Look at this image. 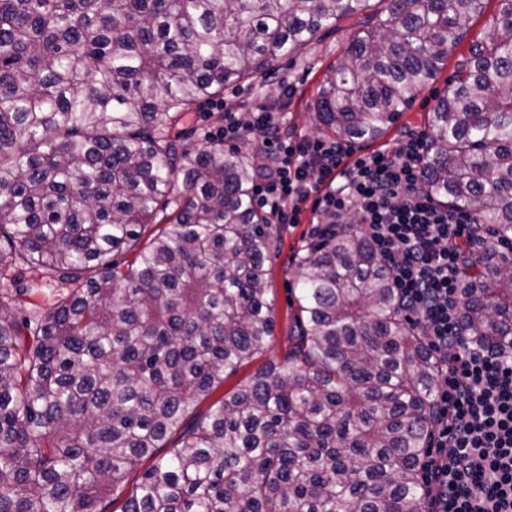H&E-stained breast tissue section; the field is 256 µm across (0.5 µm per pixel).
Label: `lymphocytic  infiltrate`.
I'll return each mask as SVG.
<instances>
[{
  "mask_svg": "<svg viewBox=\"0 0 512 512\" xmlns=\"http://www.w3.org/2000/svg\"><path fill=\"white\" fill-rule=\"evenodd\" d=\"M247 112L225 113L215 134L274 156L254 186L256 204L282 224L299 223L309 208L323 224L361 225L442 362L439 422L423 466L429 512H512V353L471 343L459 308L467 268L495 240L476 234L471 212L427 193L429 134L409 132L394 150L358 156L336 140L288 134L266 103Z\"/></svg>",
  "mask_w": 512,
  "mask_h": 512,
  "instance_id": "1",
  "label": "lymphocytic infiltrate"
}]
</instances>
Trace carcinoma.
I'll return each mask as SVG.
<instances>
[{
	"mask_svg": "<svg viewBox=\"0 0 512 512\" xmlns=\"http://www.w3.org/2000/svg\"><path fill=\"white\" fill-rule=\"evenodd\" d=\"M487 2L0 0V259L68 285L48 311L19 278L0 292V512H105L127 488L121 512H428L441 362L353 224L295 257L285 362L195 413L274 336L279 228L254 205L253 154L172 130L352 19L312 110L372 144ZM428 127L427 192L511 247L512 0ZM460 313L473 342L508 346L512 259L484 252Z\"/></svg>",
	"mask_w": 512,
	"mask_h": 512,
	"instance_id": "obj_1",
	"label": "carcinoma"
}]
</instances>
